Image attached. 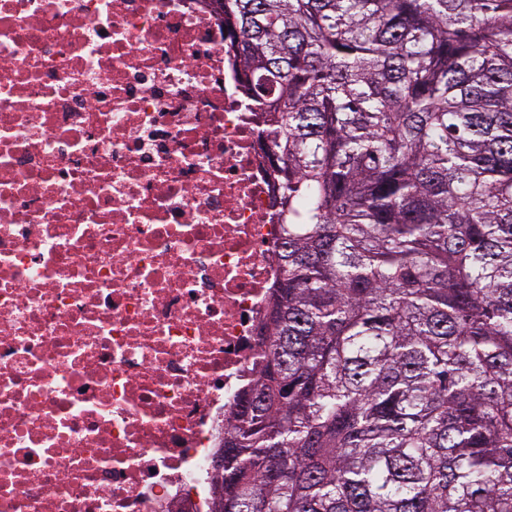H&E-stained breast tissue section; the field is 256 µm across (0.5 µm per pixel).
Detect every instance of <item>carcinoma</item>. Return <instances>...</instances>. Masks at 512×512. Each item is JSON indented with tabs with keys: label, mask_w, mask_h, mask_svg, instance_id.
<instances>
[{
	"label": "carcinoma",
	"mask_w": 512,
	"mask_h": 512,
	"mask_svg": "<svg viewBox=\"0 0 512 512\" xmlns=\"http://www.w3.org/2000/svg\"><path fill=\"white\" fill-rule=\"evenodd\" d=\"M280 277L210 512H512V0H213Z\"/></svg>",
	"instance_id": "1"
}]
</instances>
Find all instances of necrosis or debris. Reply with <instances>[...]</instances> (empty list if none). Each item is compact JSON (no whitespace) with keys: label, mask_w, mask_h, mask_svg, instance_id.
<instances>
[{"label":"necrosis or debris","mask_w":512,"mask_h":512,"mask_svg":"<svg viewBox=\"0 0 512 512\" xmlns=\"http://www.w3.org/2000/svg\"><path fill=\"white\" fill-rule=\"evenodd\" d=\"M209 0H0V512H208L279 277Z\"/></svg>","instance_id":"obj_1"}]
</instances>
